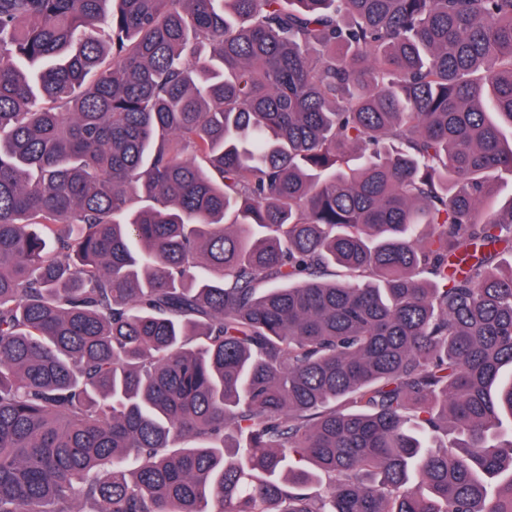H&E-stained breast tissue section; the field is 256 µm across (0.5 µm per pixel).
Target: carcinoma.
<instances>
[{"label": "carcinoma", "instance_id": "cac0c4a2", "mask_svg": "<svg viewBox=\"0 0 512 512\" xmlns=\"http://www.w3.org/2000/svg\"><path fill=\"white\" fill-rule=\"evenodd\" d=\"M512 0H0V512H512Z\"/></svg>", "mask_w": 512, "mask_h": 512}]
</instances>
